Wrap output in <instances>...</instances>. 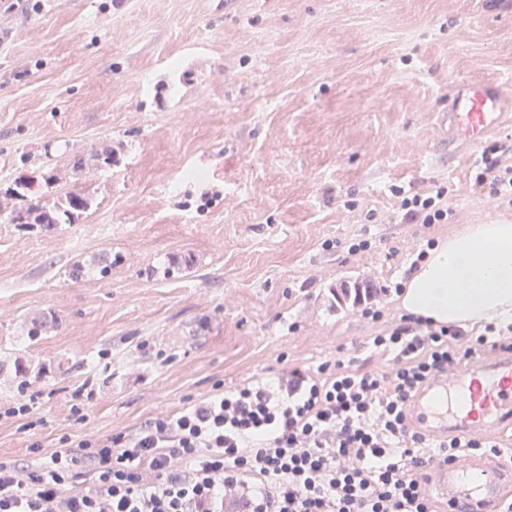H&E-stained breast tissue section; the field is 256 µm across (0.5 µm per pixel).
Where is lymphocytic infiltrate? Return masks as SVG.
<instances>
[{
	"instance_id": "obj_1",
	"label": "lymphocytic infiltrate",
	"mask_w": 512,
	"mask_h": 512,
	"mask_svg": "<svg viewBox=\"0 0 512 512\" xmlns=\"http://www.w3.org/2000/svg\"><path fill=\"white\" fill-rule=\"evenodd\" d=\"M481 161L476 184L512 206V153L495 143ZM449 192L437 183L403 197V220L443 223ZM495 331L471 336L405 315L370 340L391 356L390 371L340 360L276 389L248 383L131 438L80 442L41 466L0 462V512H440L426 485L430 464L476 450L512 461V448L492 434L432 443L410 424L412 399L429 377L495 345ZM81 457L94 464L84 490L75 486Z\"/></svg>"
}]
</instances>
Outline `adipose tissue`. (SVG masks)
<instances>
[{
	"label": "adipose tissue",
	"mask_w": 512,
	"mask_h": 512,
	"mask_svg": "<svg viewBox=\"0 0 512 512\" xmlns=\"http://www.w3.org/2000/svg\"><path fill=\"white\" fill-rule=\"evenodd\" d=\"M400 306L438 325H512V224H469L438 239L405 281Z\"/></svg>",
	"instance_id": "adipose-tissue-1"
}]
</instances>
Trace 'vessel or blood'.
Segmentation results:
<instances>
[{
  "label": "vessel or blood",
  "instance_id": "vessel-or-blood-1",
  "mask_svg": "<svg viewBox=\"0 0 512 512\" xmlns=\"http://www.w3.org/2000/svg\"><path fill=\"white\" fill-rule=\"evenodd\" d=\"M512 113V94L484 84L448 99V138L476 142ZM412 424L447 439L469 440L487 432L512 430V351L479 355L460 370L433 376L415 394ZM427 486L446 512H497L512 492V466L487 453L433 467Z\"/></svg>",
  "mask_w": 512,
  "mask_h": 512
}]
</instances>
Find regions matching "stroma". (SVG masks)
<instances>
[{
  "instance_id": "obj_1",
  "label": "stroma",
  "mask_w": 512,
  "mask_h": 512,
  "mask_svg": "<svg viewBox=\"0 0 512 512\" xmlns=\"http://www.w3.org/2000/svg\"><path fill=\"white\" fill-rule=\"evenodd\" d=\"M491 82L512 93V0H0V206L27 178L91 199L50 233L0 220V461L338 358L387 369L368 340L413 250L512 222L442 122ZM435 181L447 223H402L393 187ZM355 281L380 320L337 303Z\"/></svg>"
}]
</instances>
